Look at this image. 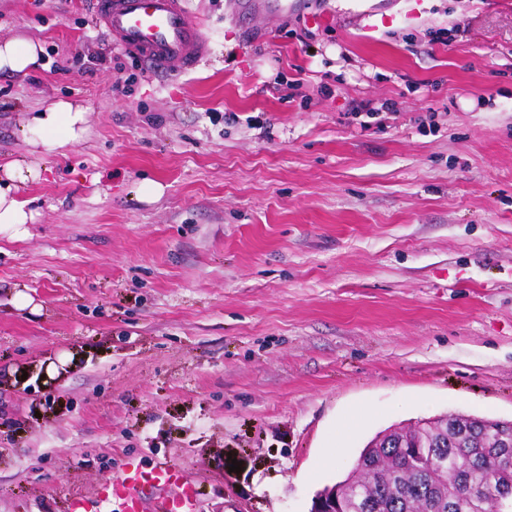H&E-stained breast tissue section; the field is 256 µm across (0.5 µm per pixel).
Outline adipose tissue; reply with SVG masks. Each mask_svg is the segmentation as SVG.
Here are the masks:
<instances>
[{
  "label": "adipose tissue",
  "mask_w": 512,
  "mask_h": 512,
  "mask_svg": "<svg viewBox=\"0 0 512 512\" xmlns=\"http://www.w3.org/2000/svg\"><path fill=\"white\" fill-rule=\"evenodd\" d=\"M41 45L29 39L10 38L0 41V72L23 73L42 61ZM32 152L42 157L55 154L66 144L79 141L87 131L86 112L66 100L49 103L32 116L27 125ZM38 162L14 159L0 166V236L14 240L27 238L34 213L23 199L21 188L39 180L42 168Z\"/></svg>",
  "instance_id": "obj_1"
}]
</instances>
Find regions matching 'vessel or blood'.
I'll use <instances>...</instances> for the list:
<instances>
[{
  "label": "vessel or blood",
  "mask_w": 512,
  "mask_h": 512,
  "mask_svg": "<svg viewBox=\"0 0 512 512\" xmlns=\"http://www.w3.org/2000/svg\"><path fill=\"white\" fill-rule=\"evenodd\" d=\"M97 14L122 48L139 52L153 73L169 75L195 68L211 46L185 0H98ZM176 495H168L170 486ZM195 512L196 490L183 470L162 462L145 469L127 464L121 481H104L94 498L73 497L70 512Z\"/></svg>",
  "instance_id": "b4317fda"
}]
</instances>
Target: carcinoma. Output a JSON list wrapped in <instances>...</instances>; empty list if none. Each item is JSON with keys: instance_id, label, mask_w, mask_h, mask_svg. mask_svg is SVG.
Instances as JSON below:
<instances>
[{"instance_id": "cac0c4a2", "label": "carcinoma", "mask_w": 512, "mask_h": 512, "mask_svg": "<svg viewBox=\"0 0 512 512\" xmlns=\"http://www.w3.org/2000/svg\"><path fill=\"white\" fill-rule=\"evenodd\" d=\"M389 432L361 451L373 475L323 489L336 512H512L494 502L486 471L512 421L451 413Z\"/></svg>"}]
</instances>
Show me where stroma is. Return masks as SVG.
<instances>
[{"label":"stroma","instance_id":"stroma-1","mask_svg":"<svg viewBox=\"0 0 512 512\" xmlns=\"http://www.w3.org/2000/svg\"><path fill=\"white\" fill-rule=\"evenodd\" d=\"M369 5L189 0L212 54L165 80L93 0H0L46 52L0 73V158L49 102L87 119L0 237V512L130 461L196 512H310L391 425L512 420V0Z\"/></svg>","mask_w":512,"mask_h":512}]
</instances>
